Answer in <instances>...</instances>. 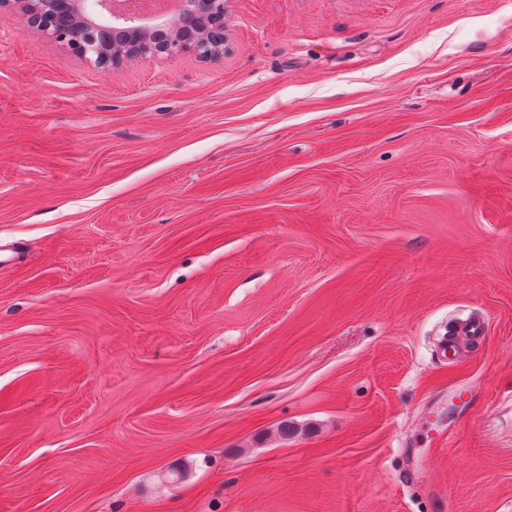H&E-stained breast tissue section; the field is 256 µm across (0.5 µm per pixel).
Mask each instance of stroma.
I'll return each mask as SVG.
<instances>
[{"mask_svg": "<svg viewBox=\"0 0 512 512\" xmlns=\"http://www.w3.org/2000/svg\"><path fill=\"white\" fill-rule=\"evenodd\" d=\"M224 9L106 71L0 17V512H512V0ZM220 2L221 11L224 12V0H184L183 21L187 23H203L201 34L196 39L195 45L190 49L198 55L214 56L224 50V27L223 19H215L205 23L203 18Z\"/></svg>", "mask_w": 512, "mask_h": 512, "instance_id": "stroma-1", "label": "stroma"}]
</instances>
